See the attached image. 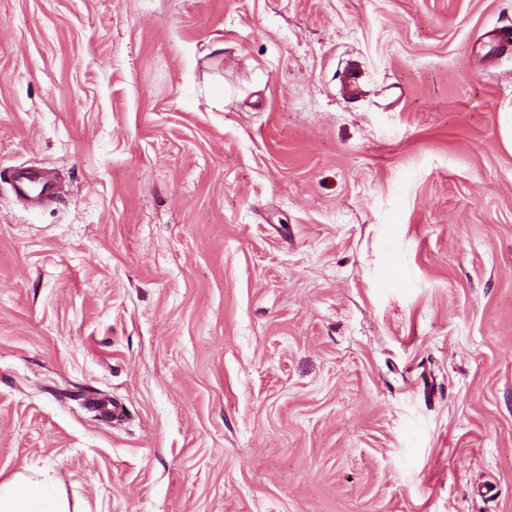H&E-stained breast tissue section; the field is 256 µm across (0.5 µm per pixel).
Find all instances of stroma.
<instances>
[{
  "label": "stroma",
  "mask_w": 512,
  "mask_h": 512,
  "mask_svg": "<svg viewBox=\"0 0 512 512\" xmlns=\"http://www.w3.org/2000/svg\"><path fill=\"white\" fill-rule=\"evenodd\" d=\"M504 30L512 0H0V482L512 512ZM16 168L68 190L24 207Z\"/></svg>",
  "instance_id": "35a3bbf8"
}]
</instances>
